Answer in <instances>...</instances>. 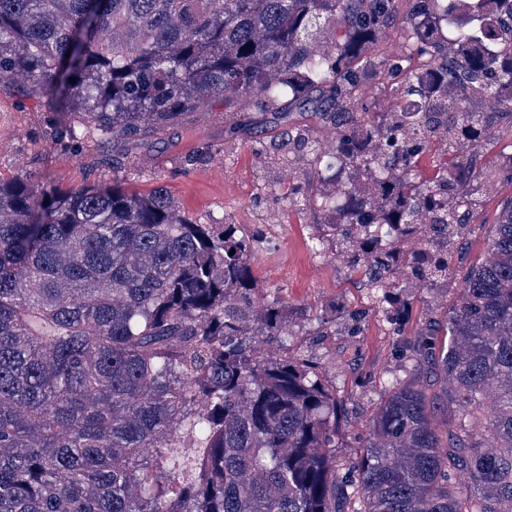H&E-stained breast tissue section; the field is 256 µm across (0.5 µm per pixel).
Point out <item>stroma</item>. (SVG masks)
Listing matches in <instances>:
<instances>
[{"instance_id": "1", "label": "stroma", "mask_w": 512, "mask_h": 512, "mask_svg": "<svg viewBox=\"0 0 512 512\" xmlns=\"http://www.w3.org/2000/svg\"><path fill=\"white\" fill-rule=\"evenodd\" d=\"M413 0H398L379 36L378 55L403 70L421 57L409 46L404 21ZM61 119L49 97L0 82V177L30 175L45 185L78 187L119 180L148 192L166 187L181 211L200 224H235L253 240L256 305L279 299L293 315L291 355L317 362L336 402L346 411L336 460L347 464L361 452L366 421L387 383L404 377L410 361L406 342L439 328L459 286L458 275L483 260L488 231L512 201V180L501 179L494 196L473 216L476 233L461 237L450 258L447 282L432 286L407 280L379 307L361 270L344 252L308 247L331 216L319 213L308 189L311 165L289 164L272 113L244 96L232 109L207 101L189 108L163 130L74 151L56 137ZM398 310L389 323L384 308Z\"/></svg>"}]
</instances>
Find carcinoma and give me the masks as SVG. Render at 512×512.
Segmentation results:
<instances>
[{
  "label": "carcinoma",
  "instance_id": "carcinoma-1",
  "mask_svg": "<svg viewBox=\"0 0 512 512\" xmlns=\"http://www.w3.org/2000/svg\"><path fill=\"white\" fill-rule=\"evenodd\" d=\"M395 3L0 0V81L50 95L77 148L242 96L280 106L281 136L299 144L290 112L311 111L340 135L312 158L314 178L343 185L315 197L340 217L327 236L385 296L407 275L448 278L455 239L512 177V155L465 152L512 137V61L499 63L512 13L459 14L442 38L448 0H417L407 35L431 30L441 77L395 84L392 122L357 111ZM465 45L482 50L448 58ZM436 143L446 161L420 182ZM254 288L236 227L189 219L164 187L0 178V512H512V204L459 281L448 340L413 337L346 469L336 394L288 356L289 310L255 305ZM187 444L202 449L192 478L169 459ZM466 153L482 160L492 161L500 154L512 153V143L509 138L479 139L469 142L465 149Z\"/></svg>",
  "mask_w": 512,
  "mask_h": 512
}]
</instances>
